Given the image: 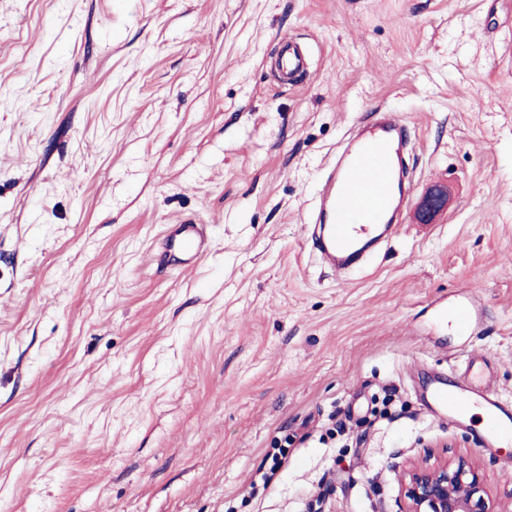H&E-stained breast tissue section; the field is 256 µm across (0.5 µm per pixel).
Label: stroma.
I'll list each match as a JSON object with an SVG mask.
<instances>
[{"label": "stroma", "instance_id": "stroma-1", "mask_svg": "<svg viewBox=\"0 0 512 512\" xmlns=\"http://www.w3.org/2000/svg\"><path fill=\"white\" fill-rule=\"evenodd\" d=\"M378 106L451 206L335 272L303 217ZM470 360L512 403V0H0V512H402L428 455L512 512V446L423 400ZM281 50L277 58L279 78L288 85H296L301 81L307 69V58L303 50L292 40L280 41ZM165 256L173 266L193 268L209 252V237L203 224L185 220L167 226L165 234Z\"/></svg>", "mask_w": 512, "mask_h": 512}]
</instances>
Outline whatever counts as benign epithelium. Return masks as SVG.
Returning <instances> with one entry per match:
<instances>
[{
    "mask_svg": "<svg viewBox=\"0 0 512 512\" xmlns=\"http://www.w3.org/2000/svg\"><path fill=\"white\" fill-rule=\"evenodd\" d=\"M448 186L435 184L421 196L415 218L431 224L448 209ZM403 512H505L490 495L478 468L464 457L410 465L401 479Z\"/></svg>",
    "mask_w": 512,
    "mask_h": 512,
    "instance_id": "1",
    "label": "benign epithelium"
}]
</instances>
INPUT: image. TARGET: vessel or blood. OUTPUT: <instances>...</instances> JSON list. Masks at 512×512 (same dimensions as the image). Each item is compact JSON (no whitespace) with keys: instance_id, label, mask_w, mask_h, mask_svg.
Returning a JSON list of instances; mask_svg holds the SVG:
<instances>
[{"instance_id":"b4317fda","label":"vessel or blood","mask_w":512,"mask_h":512,"mask_svg":"<svg viewBox=\"0 0 512 512\" xmlns=\"http://www.w3.org/2000/svg\"><path fill=\"white\" fill-rule=\"evenodd\" d=\"M307 58L294 41L282 42L277 71L286 84H299ZM410 134L398 113L376 109L369 121L357 123L344 140L335 160L319 183L314 209L306 222L311 246L322 264L344 270L362 261L407 216L414 192L407 155ZM165 255L172 265L192 268L209 252V237L198 222L185 220L168 225L164 234ZM473 375L468 387L447 385L433 389L431 399L449 419L462 416L472 405L487 411V423L497 446L512 444V407L496 401L491 392L474 396Z\"/></svg>"}]
</instances>
